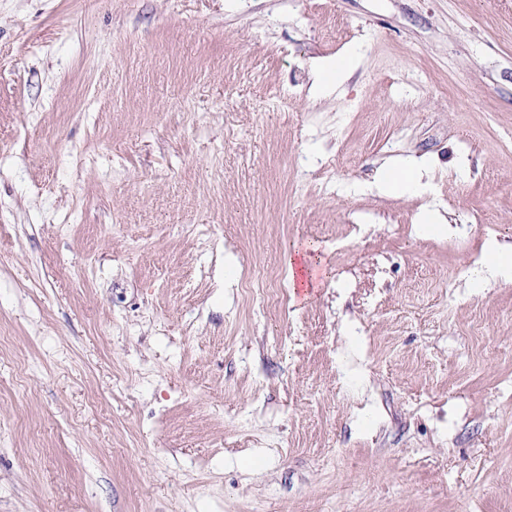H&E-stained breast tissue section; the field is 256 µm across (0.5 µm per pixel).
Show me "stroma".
Instances as JSON below:
<instances>
[{"label": "stroma", "mask_w": 512, "mask_h": 512, "mask_svg": "<svg viewBox=\"0 0 512 512\" xmlns=\"http://www.w3.org/2000/svg\"><path fill=\"white\" fill-rule=\"evenodd\" d=\"M1 224L0 512H512V0H0ZM427 175L426 163L415 159L403 167H390L382 171L369 190L381 195L403 186L424 192L428 186V181L425 179ZM489 280L512 283V249H506L495 237L486 241L482 259L472 271V282L484 285Z\"/></svg>", "instance_id": "obj_1"}]
</instances>
